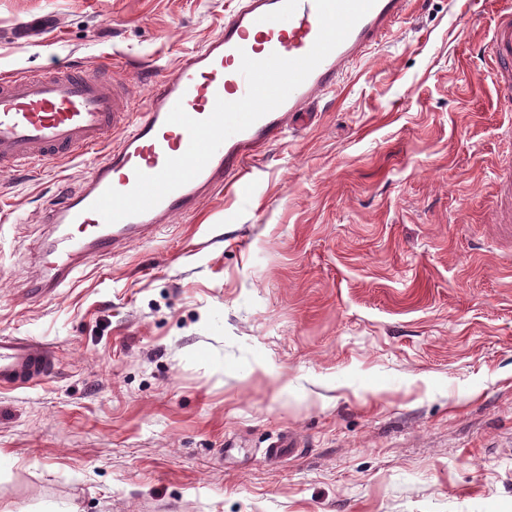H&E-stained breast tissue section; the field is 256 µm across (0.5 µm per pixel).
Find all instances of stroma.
<instances>
[{
  "mask_svg": "<svg viewBox=\"0 0 512 512\" xmlns=\"http://www.w3.org/2000/svg\"><path fill=\"white\" fill-rule=\"evenodd\" d=\"M505 0H409L312 126L155 237L27 300L41 217L97 156L0 174V512H512V107L479 50ZM237 0H0V77L143 102ZM292 437L294 450L266 449ZM56 372L54 349L28 336L0 335V388H22Z\"/></svg>",
  "mask_w": 512,
  "mask_h": 512,
  "instance_id": "35a3bbf8",
  "label": "stroma"
}]
</instances>
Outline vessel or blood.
Masks as SVG:
<instances>
[{
	"mask_svg": "<svg viewBox=\"0 0 512 512\" xmlns=\"http://www.w3.org/2000/svg\"><path fill=\"white\" fill-rule=\"evenodd\" d=\"M408 0H377L373 8L279 107L248 129L233 134L190 182L152 209L105 223L91 204L107 189L126 192L137 172L158 173L167 158L182 155L189 134L168 123L175 104L195 119L207 118L216 100L236 101L248 90L242 56L261 60L271 53L298 58L318 33L314 0H238L222 33L184 56L176 70L156 81L144 106L122 101L119 87L96 74L72 68L53 77L31 74L0 78V171L37 169L54 157L73 158L100 150L111 134L121 141L103 151L75 192L66 193L44 217L54 237L39 275L27 288L34 300L55 297L79 262L112 257L125 243L152 235L163 217L197 209L224 183L242 180L257 151L284 137L297 116H312L314 103L332 93L349 67L402 16ZM482 53L496 64V87L512 101V6L498 14ZM52 346L27 336L0 335V388H22L51 378Z\"/></svg>",
	"mask_w": 512,
	"mask_h": 512,
	"instance_id": "1",
	"label": "vessel or blood"
}]
</instances>
